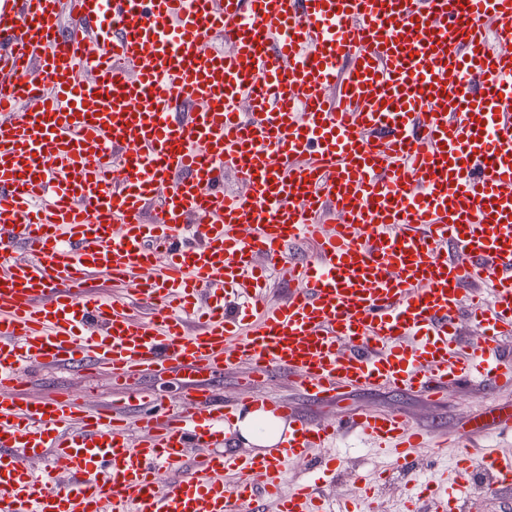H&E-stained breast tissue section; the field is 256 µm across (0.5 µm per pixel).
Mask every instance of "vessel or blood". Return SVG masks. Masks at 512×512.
I'll return each instance as SVG.
<instances>
[{
	"label": "vessel or blood",
	"instance_id": "b4317fda",
	"mask_svg": "<svg viewBox=\"0 0 512 512\" xmlns=\"http://www.w3.org/2000/svg\"><path fill=\"white\" fill-rule=\"evenodd\" d=\"M511 338L512 0H0V512H323L281 487L351 431L411 471L402 512H456L512 457L462 436L453 486L422 479L428 437L348 396L512 388ZM243 362L338 416L253 394L285 439L225 451L242 406L208 377ZM44 366L108 373L133 415L28 397ZM156 368L178 403L128 389Z\"/></svg>",
	"mask_w": 512,
	"mask_h": 512
}]
</instances>
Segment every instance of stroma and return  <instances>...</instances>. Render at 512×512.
Listing matches in <instances>:
<instances>
[{
  "label": "stroma",
  "mask_w": 512,
  "mask_h": 512,
  "mask_svg": "<svg viewBox=\"0 0 512 512\" xmlns=\"http://www.w3.org/2000/svg\"><path fill=\"white\" fill-rule=\"evenodd\" d=\"M73 387L86 391L93 400H116L111 379L101 373L83 369H42L25 385V392L33 397L46 395L54 390ZM258 392L272 393L296 403L299 410L313 422L326 423L336 416L334 405L316 402L302 396L292 382L283 377L259 379ZM352 406L373 412H396L405 417L411 426L428 433L432 439L443 442L438 453L417 457L415 465L426 478L438 482H450L455 477L454 462L458 449L449 442L466 426L481 423L476 434L475 447L489 444L500 453L512 456V434L496 430L491 425L490 411L512 407V390L491 391L480 379L462 386L448 387L435 400H427L421 394L402 392L393 388H363L350 396ZM336 465L340 477L327 484L326 489L334 499H356L360 496L357 474L376 478L379 472H387L378 490L379 512H400L405 496L406 477L390 469L388 456L373 449L370 443L348 436L336 442Z\"/></svg>",
  "instance_id": "stroma-1"
}]
</instances>
